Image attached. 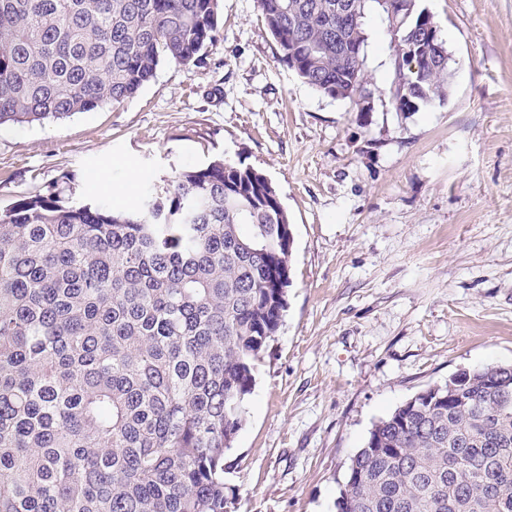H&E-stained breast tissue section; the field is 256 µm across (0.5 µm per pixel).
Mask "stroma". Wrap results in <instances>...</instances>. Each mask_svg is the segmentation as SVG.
<instances>
[{
  "mask_svg": "<svg viewBox=\"0 0 512 512\" xmlns=\"http://www.w3.org/2000/svg\"><path fill=\"white\" fill-rule=\"evenodd\" d=\"M450 56L443 106L397 112L370 16L371 112L279 60L256 0H221L203 66L0 129V206L49 187L127 208L143 179L221 157L263 171L292 225L283 321L224 460L233 512H337L373 426L461 370L512 365V0H420Z\"/></svg>",
  "mask_w": 512,
  "mask_h": 512,
  "instance_id": "1",
  "label": "stroma"
}]
</instances>
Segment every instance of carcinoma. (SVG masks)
I'll return each mask as SVG.
<instances>
[{
  "mask_svg": "<svg viewBox=\"0 0 512 512\" xmlns=\"http://www.w3.org/2000/svg\"><path fill=\"white\" fill-rule=\"evenodd\" d=\"M280 62L358 112L366 15L386 25L395 111L448 99L419 0H257ZM220 0H0V127L134 97L221 37ZM288 214L271 180L215 160L136 205L0 209V512H230L224 457L287 308ZM499 382L489 384L493 375ZM338 512H512V368L380 420Z\"/></svg>",
  "mask_w": 512,
  "mask_h": 512,
  "instance_id": "1",
  "label": "carcinoma"
}]
</instances>
